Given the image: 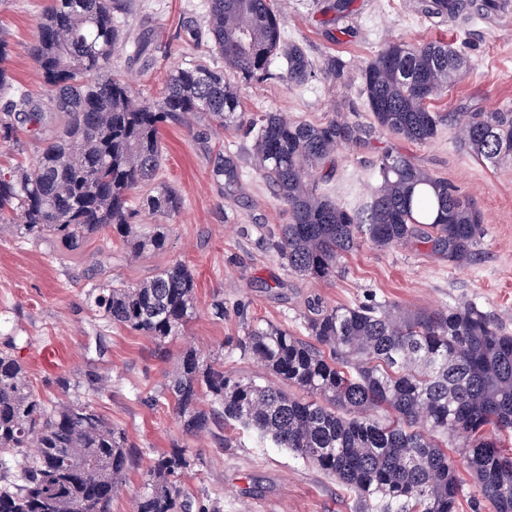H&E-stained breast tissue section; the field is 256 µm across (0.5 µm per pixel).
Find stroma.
<instances>
[{
    "mask_svg": "<svg viewBox=\"0 0 512 512\" xmlns=\"http://www.w3.org/2000/svg\"><path fill=\"white\" fill-rule=\"evenodd\" d=\"M49 0H7L0 5V33L10 44L7 66L15 85L43 97L47 89L33 70L28 47ZM329 0H282L284 36L301 45L314 73L301 86L289 85L285 62L275 59L271 79L237 85L247 115L284 112L315 124L341 118L360 128L358 141L340 147L327 190L337 202L365 210L378 184L376 161L392 146L474 203L483 216L484 234L464 266L448 261L431 245L413 240L387 249L362 241L327 281L289 273L266 245V231L288 221L283 206L256 174L251 140L237 128H224L198 116L184 125L162 128L160 179L183 199L164 253L132 258L119 241L99 234L85 250L111 248L110 277L136 284L159 268L182 261L197 278L196 316L165 349L135 332L105 326L90 309L92 272L88 262L57 260L44 243L20 239L0 228V344L12 343L25 364L36 393L56 402L81 399L123 429L140 447L143 462L188 444L195 460L183 483L203 497L211 512H353L352 494L336 480L285 449L240 429L225 430L226 446L214 437L183 435L173 405L146 397L157 393L189 348L218 355L224 369L266 378L267 372L241 356L233 339L249 322L270 321L300 332L308 299L330 306H352L369 296L416 308L452 307L473 301L490 311L512 332V163L492 164L474 158L457 139V121L465 112L512 113V15L473 18L456 25L422 16L417 0H354L346 21L334 24ZM115 14L121 44L112 55V72L128 80L147 100L160 99L166 76L176 66H222L207 45L189 40L190 30H205L207 0H128ZM148 37L152 62L133 55L137 37ZM451 44L470 67L447 95L434 101L443 117L440 135L426 145L395 140L371 126L359 72L389 42ZM344 65L341 78L330 77V60ZM241 157L240 191L229 192L212 173L218 152ZM224 301L223 319H214L210 304ZM56 345L55 368H43L39 351ZM108 381L102 395L83 383L87 370ZM68 386H60V379Z\"/></svg>",
    "mask_w": 512,
    "mask_h": 512,
    "instance_id": "1",
    "label": "stroma"
}]
</instances>
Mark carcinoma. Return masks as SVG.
<instances>
[{
	"label": "carcinoma",
	"mask_w": 512,
	"mask_h": 512,
	"mask_svg": "<svg viewBox=\"0 0 512 512\" xmlns=\"http://www.w3.org/2000/svg\"><path fill=\"white\" fill-rule=\"evenodd\" d=\"M126 0H51L30 47L32 67L49 88L36 99L11 89L10 44L0 36V143L18 149L24 127L38 140L33 166L0 173V222L21 238L47 241L54 257L82 252L109 231L125 252L167 249L171 224L144 228L137 217L178 213L182 198L159 181L161 128L203 114L252 136L256 173L288 212L268 248L300 276L329 279L362 239L388 248L416 239L467 261L483 235L482 215L448 182L394 149L377 160L380 182L366 217L325 190L336 149L359 128L331 119L313 124L279 112L248 118L224 70L175 67L162 98H141L112 76L120 39L113 14ZM501 0H420L428 18L466 21L497 14ZM275 0H208L206 38L224 66L245 81L274 76L286 62L288 83L304 84L313 63L286 42ZM467 61L442 42L390 43L360 72L373 127L426 144L441 116L430 101L448 93ZM460 144L480 160L512 161V114L472 112ZM213 174L238 186L240 158L217 153ZM196 276L185 263L149 280L90 285L89 300L110 327L147 336L158 346L196 314ZM305 341L272 322L247 325L236 348L281 384L224 371V362L194 349L181 353L159 394L173 402L183 434L243 430L285 448L336 479L354 496L355 512H458L467 497L448 449L465 459L474 512H512V335L476 302L411 310L374 300L330 307L307 302ZM140 453L125 432L91 404L45 401L9 344L0 348V512H112L117 485ZM188 446L155 456L143 473L133 512H206L179 477L191 469Z\"/></svg>",
	"instance_id": "carcinoma-1"
}]
</instances>
